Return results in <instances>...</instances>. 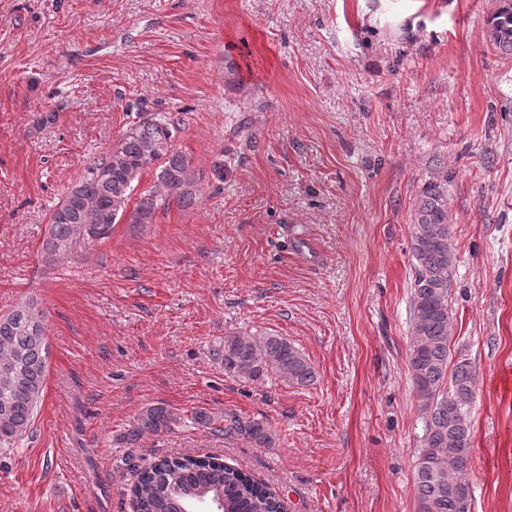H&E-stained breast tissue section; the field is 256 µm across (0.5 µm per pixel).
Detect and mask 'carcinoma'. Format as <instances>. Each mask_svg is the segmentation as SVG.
Listing matches in <instances>:
<instances>
[{
	"label": "carcinoma",
	"mask_w": 512,
	"mask_h": 512,
	"mask_svg": "<svg viewBox=\"0 0 512 512\" xmlns=\"http://www.w3.org/2000/svg\"><path fill=\"white\" fill-rule=\"evenodd\" d=\"M493 44L512 55V0H504L488 20ZM174 119L139 114L111 147L87 167L50 214L42 240V262L54 268L79 250L112 235L115 224H152L158 210L174 200L183 206L202 194L191 162L175 145ZM155 170L160 191L129 202L144 174ZM448 177L431 182L416 201L411 238L414 281L408 364L422 416L423 433L415 464L418 512H470L467 478L474 400L472 362L452 359L453 309L450 287L455 261L448 224ZM47 315L35 299L0 315V447L11 448L31 429L42 405L48 375ZM224 374L255 382L271 375L307 386L314 380L310 361L288 339L274 334L237 333L224 337L218 352ZM453 368H448V364ZM194 421L226 438L242 437L257 446L272 443L259 419L235 412L198 410ZM181 417L159 405L142 410L120 436L127 448L146 435L167 432ZM131 492L137 512H192L210 501L220 512H285L283 500L245 472L215 457H163L136 471Z\"/></svg>",
	"instance_id": "obj_1"
}]
</instances>
